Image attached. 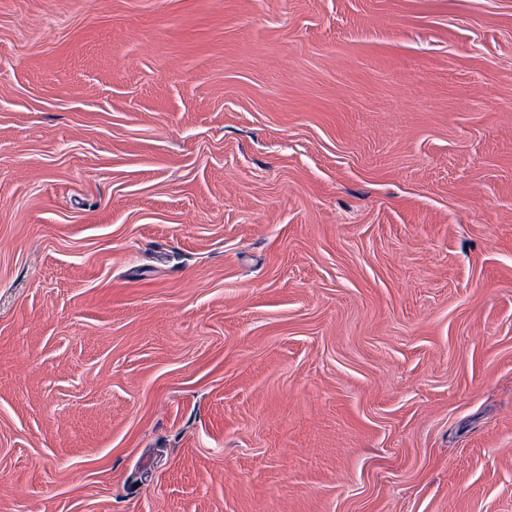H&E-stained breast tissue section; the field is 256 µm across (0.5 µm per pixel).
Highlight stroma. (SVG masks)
I'll use <instances>...</instances> for the list:
<instances>
[{"label": "stroma", "instance_id": "1", "mask_svg": "<svg viewBox=\"0 0 512 512\" xmlns=\"http://www.w3.org/2000/svg\"><path fill=\"white\" fill-rule=\"evenodd\" d=\"M0 512H512V0H0Z\"/></svg>", "mask_w": 512, "mask_h": 512}]
</instances>
